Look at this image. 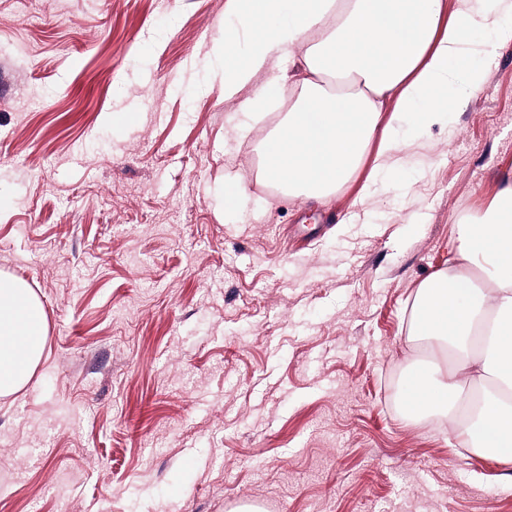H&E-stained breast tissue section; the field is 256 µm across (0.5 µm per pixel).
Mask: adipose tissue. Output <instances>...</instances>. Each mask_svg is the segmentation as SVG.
<instances>
[{"label": "adipose tissue", "mask_w": 512, "mask_h": 512, "mask_svg": "<svg viewBox=\"0 0 512 512\" xmlns=\"http://www.w3.org/2000/svg\"><path fill=\"white\" fill-rule=\"evenodd\" d=\"M242 28L224 32V97L233 99L272 58L294 66L288 115L261 149L263 173L283 190L324 200L346 183L379 140V164L397 148L386 109L420 127L447 120L466 96L437 98L461 73L479 88L486 70L464 56L468 35L486 30L491 48L512 44V0H225ZM247 34L248 51L233 45ZM446 270L417 291L409 334L424 341L433 368H412L402 405L413 420L447 419L470 450L512 462V182L479 216L451 225ZM42 305L20 281L0 277V395L29 380L43 352Z\"/></svg>", "instance_id": "adipose-tissue-1"}]
</instances>
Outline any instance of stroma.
Returning <instances> with one entry per match:
<instances>
[{
  "instance_id": "35a3bbf8",
  "label": "stroma",
  "mask_w": 512,
  "mask_h": 512,
  "mask_svg": "<svg viewBox=\"0 0 512 512\" xmlns=\"http://www.w3.org/2000/svg\"><path fill=\"white\" fill-rule=\"evenodd\" d=\"M235 23L0 0V275L47 321L0 396V512H512V462L401 407L416 291L512 168V44L471 34L466 108L402 125L383 169L370 144L322 207L262 174L287 60L224 98Z\"/></svg>"
}]
</instances>
